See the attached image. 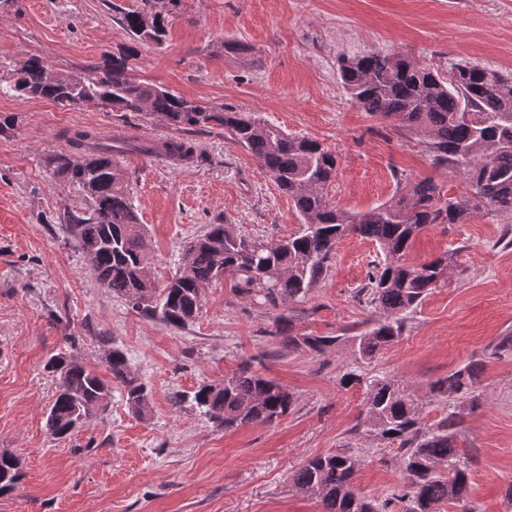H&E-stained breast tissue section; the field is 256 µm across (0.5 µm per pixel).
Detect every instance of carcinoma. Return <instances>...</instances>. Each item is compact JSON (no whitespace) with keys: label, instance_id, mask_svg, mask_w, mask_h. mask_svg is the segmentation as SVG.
<instances>
[{"label":"carcinoma","instance_id":"1","mask_svg":"<svg viewBox=\"0 0 512 512\" xmlns=\"http://www.w3.org/2000/svg\"><path fill=\"white\" fill-rule=\"evenodd\" d=\"M182 0H139L120 11V22L137 43L160 42L163 11ZM138 50L130 45L87 67L79 81L56 71L40 56L16 69L6 93L44 98L68 106H106L114 112H142L163 118L181 135L139 142L123 135L105 141L89 129L66 134L68 149L49 154L44 166L50 178L79 190L88 207L57 216L71 240L91 262L90 274L100 287L125 300L146 317L173 328L194 322L207 288L224 282L236 301L251 308L277 310L302 303L325 278L331 255L345 236L375 242L383 259L368 273L360 293L378 316L353 336H317L293 331L290 318L276 317L273 335L290 350L323 354L351 345L360 359H370L401 335L405 319L422 305L447 274L445 259L415 265L404 256L429 225L461 224L475 212L512 215V77L477 63L461 62L441 74L399 54L371 52L342 57L339 76L349 98L370 116L395 119L399 127L421 137L435 164L458 174L469 191L441 199L430 179L406 181L390 201L360 213L339 211L324 196L336 177V157L319 142L288 136L279 126L230 107L188 101L177 92L131 71ZM222 129L252 154L260 170L288 194L301 216L300 230L285 239L244 238L231 224H211L188 241L176 271L163 286L144 274L148 266L144 225L134 210L129 179L120 156L129 150L164 155L174 163L197 159L193 140L182 133ZM106 364L112 381L123 388L128 408L138 416L149 409L148 386L131 371L127 356L111 349ZM45 368L57 380V391L45 425L58 438L72 435L106 409L100 401L110 386L92 367L59 352ZM345 386L366 384L365 410L357 433L397 444L394 459L407 482L377 503L357 492L360 456L348 452L317 455L291 476L295 492L319 499L323 512H386L394 501L403 512H441L448 501L466 502L468 476L456 447L461 409L480 382L467 364L430 383L425 399L443 402L448 412L438 424L421 420L419 398L392 377H364L353 369ZM170 405L190 402L215 428L235 431L267 424L288 413L292 392L245 363L224 376L222 384H202L169 393ZM20 478L18 460L0 455V492L13 490Z\"/></svg>","mask_w":512,"mask_h":512}]
</instances>
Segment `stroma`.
<instances>
[{"label":"stroma","mask_w":512,"mask_h":512,"mask_svg":"<svg viewBox=\"0 0 512 512\" xmlns=\"http://www.w3.org/2000/svg\"><path fill=\"white\" fill-rule=\"evenodd\" d=\"M134 2L14 0L0 9V85L32 55L79 74L127 47L116 10ZM138 50L136 79L319 141L338 159L328 200L357 212L391 199L400 174L433 179L446 197L467 185L433 166L419 136L356 106L339 59L384 51L441 73L466 60L512 74V0H183L163 43ZM0 115L16 123L14 134L0 136V451L17 456L23 472L18 488L0 495V512H322L317 498L292 490L290 477L306 459L343 448L361 457L358 492L381 499L406 478L390 450L354 434L366 393L343 386V374L357 367L421 395L470 363L480 372V407L465 414L457 436L470 497L442 512H512V352L496 348L512 334V216L480 212L419 234L406 261L447 257L448 279L372 359L359 361L348 345L321 355L289 350L273 335L274 313L233 302L222 284L206 289L195 322L173 329L98 287L55 222L87 203L42 165L76 129L162 139L173 128L137 112L4 93ZM194 140L203 162L177 167L136 151L122 159L149 266L162 281L208 225L282 239L301 224L288 195L222 130ZM379 254L370 240L342 239L310 299L287 308L295 330L336 336L374 319L357 293ZM111 345L151 389L147 414L129 411L116 385L103 414L70 438L52 436L45 411L57 384L46 361L66 350L105 377ZM246 362L295 395L275 422L224 432L191 407H170L172 390L221 383Z\"/></svg>","instance_id":"obj_1"}]
</instances>
